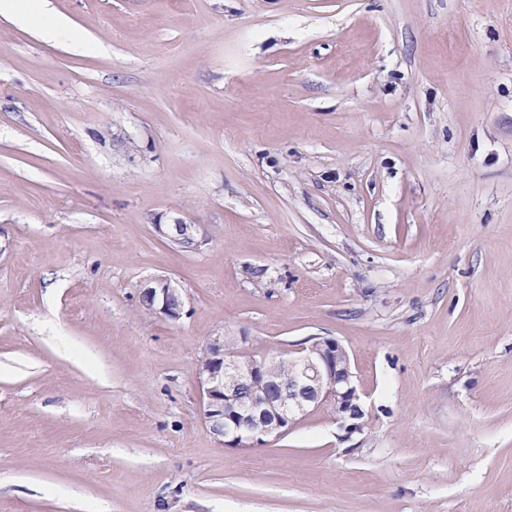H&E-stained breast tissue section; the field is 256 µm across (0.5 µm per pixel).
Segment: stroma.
I'll list each match as a JSON object with an SVG mask.
<instances>
[{
  "label": "stroma",
  "instance_id": "1",
  "mask_svg": "<svg viewBox=\"0 0 512 512\" xmlns=\"http://www.w3.org/2000/svg\"><path fill=\"white\" fill-rule=\"evenodd\" d=\"M50 2L108 51L0 17V512H512V0ZM216 335L335 337L363 432L225 448ZM154 231L187 251L198 250L207 241L199 224H157ZM142 307L150 313H158L177 319L184 307V298L168 279H155L151 286L140 292Z\"/></svg>",
  "mask_w": 512,
  "mask_h": 512
}]
</instances>
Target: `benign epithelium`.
I'll use <instances>...</instances> for the list:
<instances>
[{"instance_id": "benign-epithelium-1", "label": "benign epithelium", "mask_w": 512, "mask_h": 512, "mask_svg": "<svg viewBox=\"0 0 512 512\" xmlns=\"http://www.w3.org/2000/svg\"><path fill=\"white\" fill-rule=\"evenodd\" d=\"M155 233L187 251L199 249L206 236L200 224H156ZM142 307L176 319L184 307L181 292L167 279H156L140 292ZM240 337L235 355L224 352V337H211L196 369L202 386L203 419L229 448L247 450L284 435L309 412L331 407L345 437L365 427L356 375L345 347L329 336H312L293 361L288 380L270 378L274 359L255 356Z\"/></svg>"}]
</instances>
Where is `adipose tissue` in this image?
<instances>
[{
    "label": "adipose tissue",
    "mask_w": 512,
    "mask_h": 512,
    "mask_svg": "<svg viewBox=\"0 0 512 512\" xmlns=\"http://www.w3.org/2000/svg\"><path fill=\"white\" fill-rule=\"evenodd\" d=\"M0 16L17 22H35L49 39L66 36L71 49L80 53L105 50L103 44L89 42L75 30L65 16L51 7L49 0H0Z\"/></svg>",
    "instance_id": "ef3b65f1"
}]
</instances>
